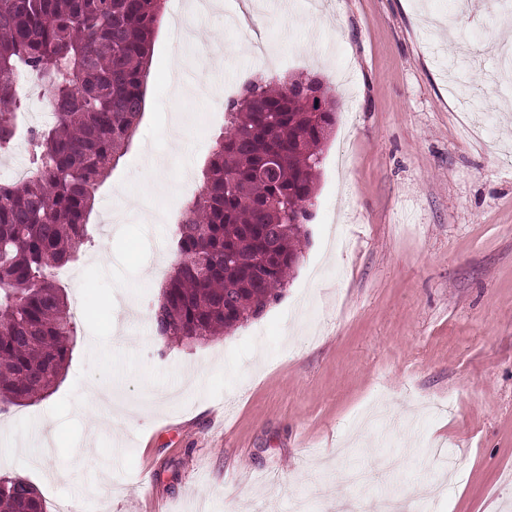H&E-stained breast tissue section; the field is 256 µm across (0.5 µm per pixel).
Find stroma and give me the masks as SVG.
Here are the masks:
<instances>
[{
    "label": "stroma",
    "instance_id": "obj_1",
    "mask_svg": "<svg viewBox=\"0 0 512 512\" xmlns=\"http://www.w3.org/2000/svg\"><path fill=\"white\" fill-rule=\"evenodd\" d=\"M260 0L257 59L221 13L183 36L165 4L144 115L96 193L72 277L77 343L53 392L0 412V476L47 512H512V82L495 83L499 0ZM217 83L317 74L336 104L281 298L202 345L163 346L175 257L162 221L224 130L218 98H175L205 45ZM149 207L121 224L129 197Z\"/></svg>",
    "mask_w": 512,
    "mask_h": 512
}]
</instances>
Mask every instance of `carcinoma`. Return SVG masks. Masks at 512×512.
<instances>
[{"instance_id": "1", "label": "carcinoma", "mask_w": 512, "mask_h": 512, "mask_svg": "<svg viewBox=\"0 0 512 512\" xmlns=\"http://www.w3.org/2000/svg\"><path fill=\"white\" fill-rule=\"evenodd\" d=\"M165 0H0V151L34 78L53 121L25 130L31 176L0 186V412L45 397L76 344L52 271L89 242L95 194L131 146L145 106L151 44ZM197 195L172 237L176 260L152 311L164 344L195 346L259 317L298 266L322 146L336 124L309 72L250 81L227 100ZM0 512H46L27 478L0 477Z\"/></svg>"}]
</instances>
